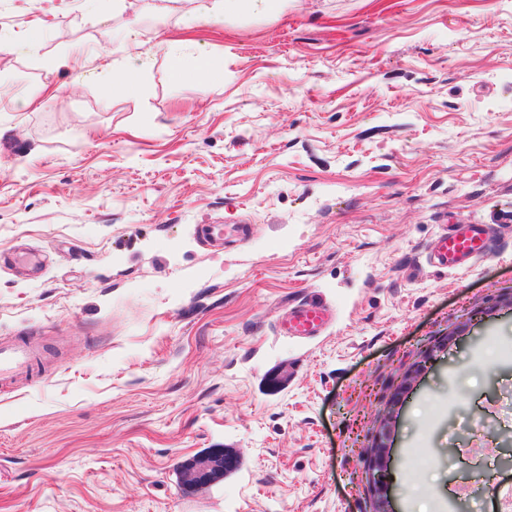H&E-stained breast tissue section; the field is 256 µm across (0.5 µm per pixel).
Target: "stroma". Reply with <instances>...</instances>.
<instances>
[{"label": "stroma", "instance_id": "obj_1", "mask_svg": "<svg viewBox=\"0 0 512 512\" xmlns=\"http://www.w3.org/2000/svg\"><path fill=\"white\" fill-rule=\"evenodd\" d=\"M203 7L0 0V30L46 23L0 64V341L44 355L0 384V512H373L382 422L397 512H499L512 0ZM130 27L153 61L106 108L141 60L103 32ZM195 44L213 78L174 77ZM457 223L494 225L488 252L432 266ZM309 300L333 322L282 335ZM217 447L239 468L184 495L178 463ZM211 4L196 19L198 22L207 23L212 19L222 16L224 19L237 16L244 12L255 15L270 14L282 11L288 0H210ZM122 67V63H120ZM121 76L118 82L104 89L102 94V103L105 107L112 105L114 98L118 96L135 95L141 87V74L143 66L139 67H122Z\"/></svg>", "mask_w": 512, "mask_h": 512}]
</instances>
